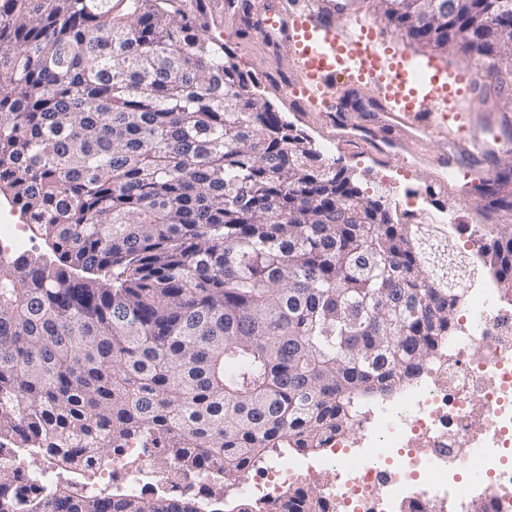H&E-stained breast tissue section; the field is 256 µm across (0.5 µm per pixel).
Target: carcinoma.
<instances>
[{
  "label": "carcinoma",
  "instance_id": "carcinoma-1",
  "mask_svg": "<svg viewBox=\"0 0 512 512\" xmlns=\"http://www.w3.org/2000/svg\"><path fill=\"white\" fill-rule=\"evenodd\" d=\"M439 49L512 53V0H380ZM323 158L184 0H0V194L51 243L0 264V512H200L94 496L130 444L211 477L316 454L414 382L471 283L512 294V226L461 246ZM42 448L47 496L18 486ZM281 512H323L315 488Z\"/></svg>",
  "mask_w": 512,
  "mask_h": 512
}]
</instances>
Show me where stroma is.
<instances>
[{
	"label": "stroma",
	"mask_w": 512,
	"mask_h": 512,
	"mask_svg": "<svg viewBox=\"0 0 512 512\" xmlns=\"http://www.w3.org/2000/svg\"><path fill=\"white\" fill-rule=\"evenodd\" d=\"M358 9L374 21L384 40L404 46L410 54L430 55L435 62L449 71L472 65V58L459 49L440 50L424 48L405 32L390 26L378 11L375 0H356ZM188 11L204 9L212 21L213 33L222 36L226 46L234 53L239 67L258 83L262 97L273 104L276 111L297 129L304 131L316 147L331 146L328 161L366 172L365 188L384 185L399 209L416 215L447 217L452 223L478 227L482 222L481 211L488 201L481 193L474 192L468 198H460L452 191L444 190L435 170L416 166L390 158H377L353 145L340 146L329 142V136L315 112L304 111L294 98L278 90V79L292 69V54L288 44L268 43L245 32L242 18H231L221 13L216 0H185Z\"/></svg>",
	"instance_id": "35a3bbf8"
}]
</instances>
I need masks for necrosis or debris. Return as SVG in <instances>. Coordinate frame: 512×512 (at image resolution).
Here are the masks:
<instances>
[{
    "label": "necrosis or debris",
    "instance_id": "necrosis-or-debris-1",
    "mask_svg": "<svg viewBox=\"0 0 512 512\" xmlns=\"http://www.w3.org/2000/svg\"><path fill=\"white\" fill-rule=\"evenodd\" d=\"M472 286L453 336L400 395L360 408L351 430L316 458L288 455L261 474H234L254 512H279L282 485L316 484L326 512H450L468 497L473 474L494 491L487 512H512V298ZM131 493L156 487L206 498L208 476L177 484L151 456L128 447L112 462Z\"/></svg>",
    "mask_w": 512,
    "mask_h": 512
}]
</instances>
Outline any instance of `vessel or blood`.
I'll use <instances>...</instances> for the list:
<instances>
[{
    "label": "vessel or blood",
    "instance_id": "b4317fda",
    "mask_svg": "<svg viewBox=\"0 0 512 512\" xmlns=\"http://www.w3.org/2000/svg\"><path fill=\"white\" fill-rule=\"evenodd\" d=\"M253 33L267 41L288 42L296 77L281 81L283 94L301 93L323 113L339 143H353L377 157L409 153L414 163L438 175H460L459 196L492 183L488 159L503 148L499 122L488 112H453L448 101L476 96L481 66L442 72L432 59L405 53L397 44H377L375 24L354 0H305L282 9L278 0H254ZM361 100L368 117L350 121L336 109L343 97ZM435 153L422 152L427 141Z\"/></svg>",
    "mask_w": 512,
    "mask_h": 512
}]
</instances>
